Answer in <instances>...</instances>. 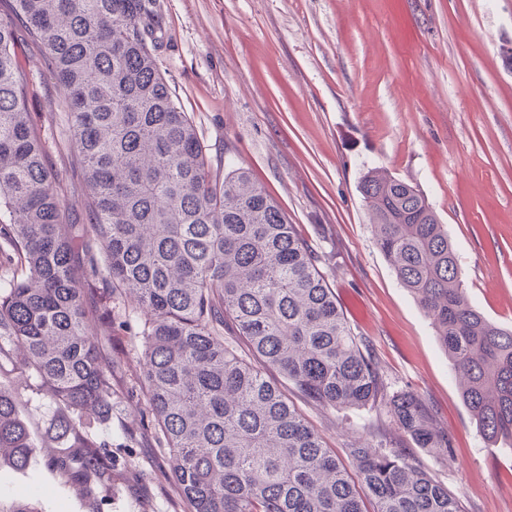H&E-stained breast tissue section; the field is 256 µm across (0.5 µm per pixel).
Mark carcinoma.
I'll return each instance as SVG.
<instances>
[{"mask_svg": "<svg viewBox=\"0 0 512 512\" xmlns=\"http://www.w3.org/2000/svg\"><path fill=\"white\" fill-rule=\"evenodd\" d=\"M40 43L85 180L91 240L77 229L28 116L19 36ZM143 0H15L0 18V238L26 275L0 285V358L50 387L48 466L93 506L112 496L116 460L90 432L112 413V368L98 335L112 299L137 295L142 385L186 512H462L457 497L378 440L327 448L276 372L339 412L383 402L392 427L441 460L448 434L411 392L384 395L319 254L242 168L212 166L194 122L158 72ZM359 192L376 243L463 376L488 444L512 447V327L472 304L448 229L417 187L377 169ZM86 257L110 290L91 314ZM230 329L236 339L224 340ZM23 395L0 381V470L25 472L35 437Z\"/></svg>", "mask_w": 512, "mask_h": 512, "instance_id": "cac0c4a2", "label": "carcinoma"}]
</instances>
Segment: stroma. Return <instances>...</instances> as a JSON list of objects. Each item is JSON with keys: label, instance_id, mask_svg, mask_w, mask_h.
Wrapping results in <instances>:
<instances>
[{"label": "stroma", "instance_id": "obj_1", "mask_svg": "<svg viewBox=\"0 0 512 512\" xmlns=\"http://www.w3.org/2000/svg\"><path fill=\"white\" fill-rule=\"evenodd\" d=\"M156 65L215 165L231 162L280 205L312 247L386 394L410 391L451 439L440 461L389 428L383 407L339 413L286 391L327 447L343 454L386 428L394 446L459 498L463 512H512V450L490 451L462 402L460 373L430 319L379 250L358 191L380 168L428 198L448 228L472 303L512 326V0H145ZM30 121L59 194L86 220L63 94L35 45ZM135 299L120 298L100 353L112 365V417L91 427L127 466L101 512H182L165 442L140 383ZM39 443L23 473L0 472V498L42 512H92L52 472Z\"/></svg>", "mask_w": 512, "mask_h": 512}]
</instances>
